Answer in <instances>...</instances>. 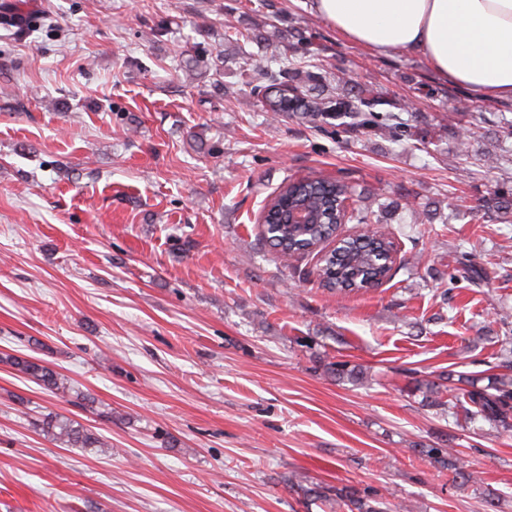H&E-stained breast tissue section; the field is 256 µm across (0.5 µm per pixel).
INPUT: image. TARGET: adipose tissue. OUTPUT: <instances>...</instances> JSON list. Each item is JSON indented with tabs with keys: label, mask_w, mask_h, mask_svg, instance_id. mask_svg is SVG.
<instances>
[{
	"label": "adipose tissue",
	"mask_w": 512,
	"mask_h": 512,
	"mask_svg": "<svg viewBox=\"0 0 512 512\" xmlns=\"http://www.w3.org/2000/svg\"><path fill=\"white\" fill-rule=\"evenodd\" d=\"M345 39L405 51L482 99L512 100V0H312Z\"/></svg>",
	"instance_id": "obj_1"
}]
</instances>
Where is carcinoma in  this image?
Masks as SVG:
<instances>
[{"mask_svg": "<svg viewBox=\"0 0 512 512\" xmlns=\"http://www.w3.org/2000/svg\"><path fill=\"white\" fill-rule=\"evenodd\" d=\"M312 42L299 38L292 46L291 54L278 56L255 55L240 45L247 63L266 79V85L257 86L253 94L258 102L274 118L279 111L294 112L309 122H326L336 119V134L357 130L375 131L386 138L401 142L413 137L409 117L416 111L414 104L403 102L399 112L376 110L383 93L372 88L360 87L344 77L331 76L324 70L309 73L301 70L302 59L310 56ZM345 193L352 200L350 209L336 207L339 194ZM286 199L294 207H302L313 213L319 222L311 225L303 235L286 224L287 215L279 203ZM384 204L378 195H361L345 182L306 176L290 179L273 193L265 203L261 240L282 257L320 253L316 266L322 286L336 294L367 292L391 279L393 266L388 264L385 250L393 245L389 238L377 240L359 235L340 241L335 250L323 252L325 243L338 236L339 224L353 222L370 226L383 221ZM481 218H489L501 224L512 223V198L498 196L494 206L483 212ZM10 362L50 393L66 397L72 391L70 380L53 370L43 361L34 358L10 357ZM319 368L336 381L361 384L366 379V369L348 360L319 361ZM498 372L489 375L488 383L479 384L475 377L457 376L441 372L431 379L417 381L416 388L423 391L424 406L437 408L448 417L458 420L481 419L496 430H512V338L501 340ZM42 431L53 440L68 448H94L102 455H112L110 441L84 426L79 421L59 414L42 420ZM417 452L430 463L448 469L454 476L466 482L474 479V472L466 469L453 448L424 446ZM295 492L308 502H326L332 498L343 512H384V503L370 488L359 491L353 487H338L331 492L297 474L288 478Z\"/></svg>", "mask_w": 512, "mask_h": 512, "instance_id": "carcinoma-1", "label": "carcinoma"}]
</instances>
